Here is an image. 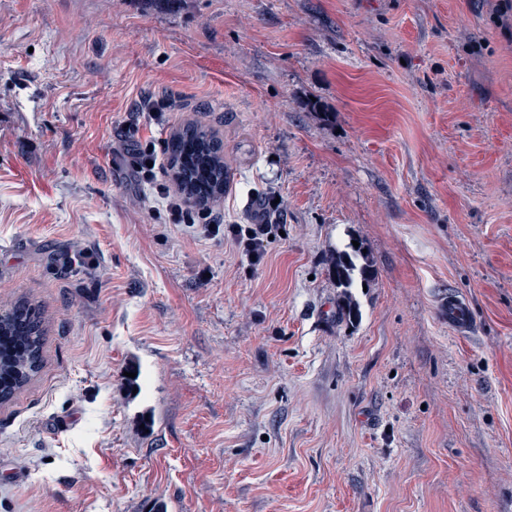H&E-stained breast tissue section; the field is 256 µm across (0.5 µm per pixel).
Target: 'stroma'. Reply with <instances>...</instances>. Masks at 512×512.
<instances>
[{"label":"stroma","mask_w":512,"mask_h":512,"mask_svg":"<svg viewBox=\"0 0 512 512\" xmlns=\"http://www.w3.org/2000/svg\"><path fill=\"white\" fill-rule=\"evenodd\" d=\"M496 4L0 0V309L49 326L0 404V512H512ZM195 121L230 182L176 224L165 145ZM258 196L254 265L207 221ZM353 240L348 323L328 268Z\"/></svg>","instance_id":"1"}]
</instances>
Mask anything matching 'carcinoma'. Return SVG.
<instances>
[{"label": "carcinoma", "instance_id": "obj_1", "mask_svg": "<svg viewBox=\"0 0 512 512\" xmlns=\"http://www.w3.org/2000/svg\"><path fill=\"white\" fill-rule=\"evenodd\" d=\"M172 177L191 206L224 197L230 173L224 163V143L210 128L188 123L172 133L167 142ZM330 275L342 289L343 314L356 320L359 311L350 288L355 282L369 284L373 266L361 248L348 249L331 260ZM48 324L41 306L20 298L0 313V403L10 401L28 386L43 367Z\"/></svg>", "mask_w": 512, "mask_h": 512}]
</instances>
